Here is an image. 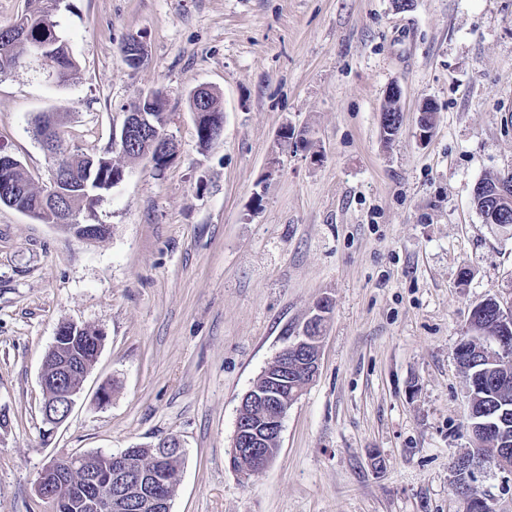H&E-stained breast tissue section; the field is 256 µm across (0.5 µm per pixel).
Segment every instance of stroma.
Masks as SVG:
<instances>
[{
    "mask_svg": "<svg viewBox=\"0 0 512 512\" xmlns=\"http://www.w3.org/2000/svg\"><path fill=\"white\" fill-rule=\"evenodd\" d=\"M56 20L79 67L61 83L29 57L0 75V153L48 182L33 129L52 112L74 151L110 154L124 177L91 243L0 205V512H48L35 485L52 457L169 435L185 454L171 512H463L456 348L473 306H512V233L472 203L512 170V0H63ZM393 84L404 127L387 144ZM200 85L224 110L206 147ZM158 88L160 171L112 148L125 107ZM287 125L303 144L281 140ZM323 297L319 373L272 464L242 476L228 464L242 398ZM65 323L105 341L50 430L40 371ZM400 100V87L396 84L389 86L383 98V104L385 105V108L380 109L379 118L380 129L384 138L395 139L403 129V113L401 112ZM391 101L397 102V106L400 107L397 112L400 113H396L395 115L386 114L387 112H393V110L388 109L386 106Z\"/></svg>",
    "mask_w": 512,
    "mask_h": 512,
    "instance_id": "35a3bbf8",
    "label": "stroma"
}]
</instances>
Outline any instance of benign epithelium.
Listing matches in <instances>:
<instances>
[{
  "mask_svg": "<svg viewBox=\"0 0 512 512\" xmlns=\"http://www.w3.org/2000/svg\"><path fill=\"white\" fill-rule=\"evenodd\" d=\"M401 89L398 85L389 86L383 98L385 107L380 109V129L385 138H396L403 129V113H389L386 104L391 101L400 102ZM143 135L148 137V147L141 156L157 163L161 148L168 139L162 131L150 123L141 102H136L123 112V120L119 135L112 138V144L125 151L130 136ZM48 156L53 161L50 182L43 187L44 209L47 213H61L62 200L69 199V193L62 189L67 165L64 158L48 145ZM495 194L501 201L512 200V175L501 174L496 182ZM332 310V302L323 297L316 302L314 313L305 321L301 333L279 351L272 363L263 372L262 381L255 383L243 396L241 410L259 409L261 417L253 422L238 416L233 445L229 453V465L241 473L250 474L254 470L268 467L279 451L280 435L283 422L294 401L303 393L307 385L316 377L320 367L321 344L326 321ZM495 320L504 335L512 333V306L503 308L501 304L494 306ZM491 336H480L470 339L469 349L482 355L491 364H500L508 369V363L497 356L488 354L487 347ZM49 359H44L41 371V386L48 389L49 383L57 386V399L49 397L43 400L41 413L46 424L56 427L70 416L80 389L67 386L69 366L60 364L53 377H48ZM294 382L293 393H288V381ZM512 453V448L494 449L495 458L485 452H474L470 449L460 453L453 461L452 486L456 494L466 503L471 512H488L489 499L478 493L482 477L490 470L512 476V466L498 463L496 457ZM128 454L123 451L112 455V476L104 482L95 471L84 472V482L95 487V493L85 500L89 510L97 508L100 498L105 497L115 507L127 512L128 505H135L134 512H158L169 508L168 500L162 493L159 478L153 473L131 474L127 464ZM84 456L71 454L53 458L41 471L36 485L40 499L52 501L56 498V487L69 480L72 473L82 469Z\"/></svg>",
  "mask_w": 512,
  "mask_h": 512,
  "instance_id": "benign-epithelium-1",
  "label": "benign epithelium"
}]
</instances>
